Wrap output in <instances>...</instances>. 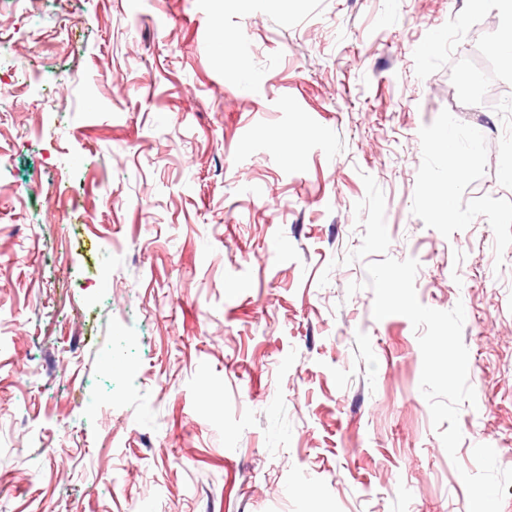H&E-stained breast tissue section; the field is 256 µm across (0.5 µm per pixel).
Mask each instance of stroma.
<instances>
[{
	"label": "stroma",
	"instance_id": "obj_1",
	"mask_svg": "<svg viewBox=\"0 0 512 512\" xmlns=\"http://www.w3.org/2000/svg\"><path fill=\"white\" fill-rule=\"evenodd\" d=\"M501 27L497 0H0V512H468L474 446L512 468ZM388 257L464 306L453 459L415 329L373 317Z\"/></svg>",
	"mask_w": 512,
	"mask_h": 512
}]
</instances>
